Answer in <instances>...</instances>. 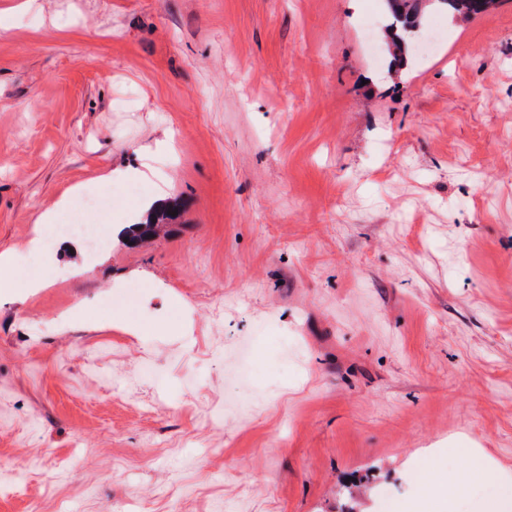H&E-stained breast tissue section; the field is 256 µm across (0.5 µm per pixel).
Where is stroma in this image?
I'll return each instance as SVG.
<instances>
[{"instance_id": "stroma-1", "label": "stroma", "mask_w": 512, "mask_h": 512, "mask_svg": "<svg viewBox=\"0 0 512 512\" xmlns=\"http://www.w3.org/2000/svg\"><path fill=\"white\" fill-rule=\"evenodd\" d=\"M0 254L74 185L180 205L0 295V512L512 498V0L392 71L382 0H0ZM143 326L127 335L128 320ZM487 470L453 493L474 457ZM152 214L153 220L149 224L129 225L128 230H126L127 237L125 238L128 246L136 247L155 237L167 225V221L173 219L172 211L165 204L155 209Z\"/></svg>"}]
</instances>
